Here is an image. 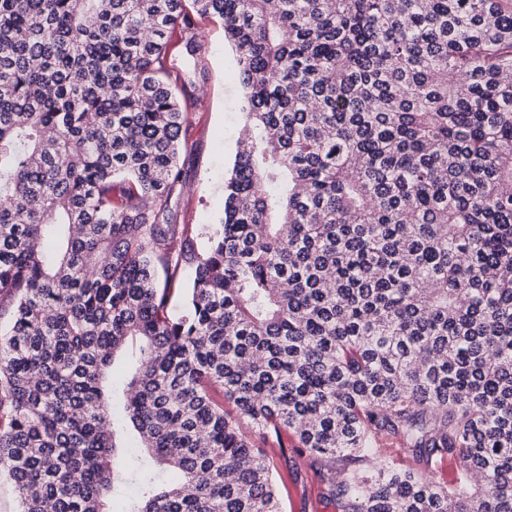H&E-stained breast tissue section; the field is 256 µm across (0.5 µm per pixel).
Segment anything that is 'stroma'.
Wrapping results in <instances>:
<instances>
[{
    "mask_svg": "<svg viewBox=\"0 0 512 512\" xmlns=\"http://www.w3.org/2000/svg\"><path fill=\"white\" fill-rule=\"evenodd\" d=\"M203 34L200 51L187 55L181 29H171L167 49L184 65L191 81L187 109L192 118L183 131L178 159L184 190L172 202L179 224H219L224 206V179L237 152L242 92L237 80L235 53L224 39L219 20H196ZM286 482L283 512H342L327 492L323 470L296 466L294 454L277 458Z\"/></svg>",
    "mask_w": 512,
    "mask_h": 512,
    "instance_id": "obj_1",
    "label": "stroma"
}]
</instances>
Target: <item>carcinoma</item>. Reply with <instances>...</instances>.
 <instances>
[{
	"label": "carcinoma",
	"mask_w": 512,
	"mask_h": 512,
	"mask_svg": "<svg viewBox=\"0 0 512 512\" xmlns=\"http://www.w3.org/2000/svg\"><path fill=\"white\" fill-rule=\"evenodd\" d=\"M193 13L217 228L172 220ZM3 311L20 512H283L288 433L344 512H512V0H0ZM204 35L193 57L185 50L180 28L167 35V49L175 63L185 65L189 85L187 101L191 123L182 134L178 159L184 191L172 202L177 224H219L224 206V177L237 152L242 92L237 80L235 52L224 39L217 19L196 17Z\"/></svg>",
	"instance_id": "1"
}]
</instances>
